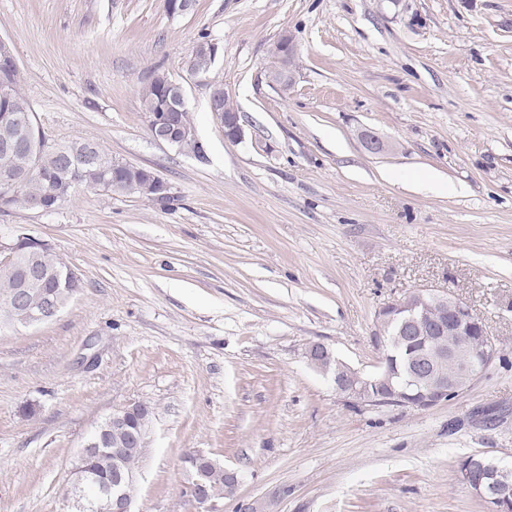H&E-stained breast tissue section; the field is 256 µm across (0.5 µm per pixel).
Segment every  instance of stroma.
I'll list each match as a JSON object with an SVG mask.
<instances>
[{
    "mask_svg": "<svg viewBox=\"0 0 512 512\" xmlns=\"http://www.w3.org/2000/svg\"><path fill=\"white\" fill-rule=\"evenodd\" d=\"M284 32L285 97L265 79ZM0 38L48 138L94 141L178 197L164 212L81 187L52 213H0L80 280L55 320L0 329V512H67L85 437L135 401L154 411L136 512H198L195 450L242 476L216 512H488L458 464H512V0H0ZM159 73L205 159L152 139L139 92ZM214 82L242 142L210 110ZM423 288L466 300L498 342L469 391L364 406L309 364L321 343L375 372L379 311Z\"/></svg>",
    "mask_w": 512,
    "mask_h": 512,
    "instance_id": "stroma-1",
    "label": "stroma"
}]
</instances>
